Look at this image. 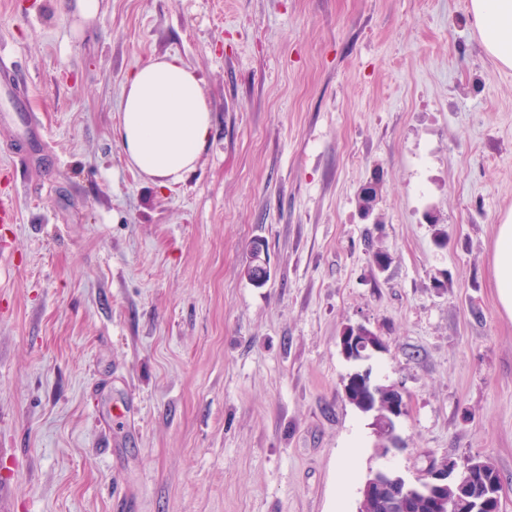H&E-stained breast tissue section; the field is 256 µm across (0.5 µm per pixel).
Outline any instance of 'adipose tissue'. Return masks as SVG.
<instances>
[{
    "label": "adipose tissue",
    "mask_w": 512,
    "mask_h": 512,
    "mask_svg": "<svg viewBox=\"0 0 512 512\" xmlns=\"http://www.w3.org/2000/svg\"><path fill=\"white\" fill-rule=\"evenodd\" d=\"M468 10L484 52L512 68V0H469ZM118 109L127 163L157 187L181 181L211 140L202 80L179 55L148 58L126 74ZM492 268L501 308L512 318V212L497 226Z\"/></svg>",
    "instance_id": "1"
}]
</instances>
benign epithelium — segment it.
<instances>
[{
    "mask_svg": "<svg viewBox=\"0 0 512 512\" xmlns=\"http://www.w3.org/2000/svg\"><path fill=\"white\" fill-rule=\"evenodd\" d=\"M380 186L376 182L366 184L359 193L358 207L362 218L367 219L372 214L378 199ZM253 268L256 275L252 282L261 284L267 277L268 269L265 259L262 258L263 246L259 243L252 246ZM371 329L364 325L349 326L344 329L341 336V349L344 357L354 363L368 360L371 354L380 350L376 344L365 340ZM377 384L371 380L367 369L355 370L343 380L345 397L349 398L356 389H366L375 393ZM391 393L386 412L377 414L375 436L379 439V448L386 454L392 449L401 447L396 433L399 419L407 412L406 402L401 389L392 384L387 386ZM475 476L463 462L456 460H443L421 477L408 480L397 472H387L384 469L372 471V476L366 479L362 497L393 504H406L417 499L422 500L428 512H502L500 501V483L497 481H484L479 491H473ZM455 482L459 487V496L450 501L442 495V490L448 488V483Z\"/></svg>",
    "mask_w": 512,
    "mask_h": 512,
    "instance_id": "1",
    "label": "benign epithelium"
}]
</instances>
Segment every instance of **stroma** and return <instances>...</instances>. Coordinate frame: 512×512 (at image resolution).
Listing matches in <instances>:
<instances>
[{"label":"stroma","mask_w":512,"mask_h":512,"mask_svg":"<svg viewBox=\"0 0 512 512\" xmlns=\"http://www.w3.org/2000/svg\"><path fill=\"white\" fill-rule=\"evenodd\" d=\"M168 54L214 126L162 190L118 100ZM0 67V512H358L369 471L468 456L512 512V69L468 0H101L80 25L0 0ZM357 324L407 401L385 456L341 387ZM492 268L501 308L512 319V212L507 213L497 226Z\"/></svg>","instance_id":"stroma-1"}]
</instances>
